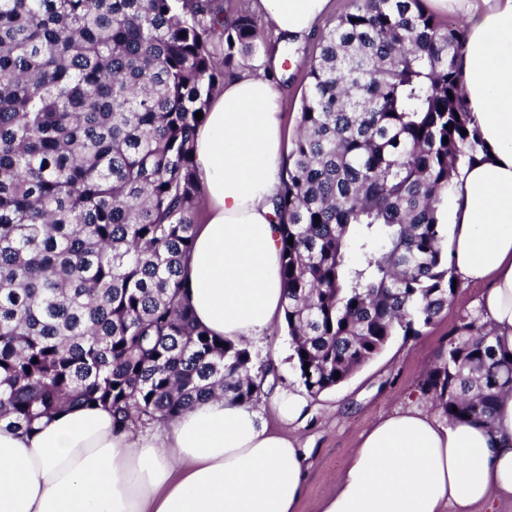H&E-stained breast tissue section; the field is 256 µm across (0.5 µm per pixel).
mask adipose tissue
<instances>
[{"label": "adipose tissue", "mask_w": 512, "mask_h": 512, "mask_svg": "<svg viewBox=\"0 0 512 512\" xmlns=\"http://www.w3.org/2000/svg\"><path fill=\"white\" fill-rule=\"evenodd\" d=\"M463 22L459 83L487 150L449 201L457 274L483 284L479 315L512 351V0H429ZM331 0H253L279 42H301ZM281 93L264 72L227 79L195 133L204 193L185 266L187 297L213 335L239 343L281 318L284 176ZM281 391L270 412L210 399L130 441L104 407L74 408L33 431L0 429V512H297L306 453L270 415L305 417ZM512 503V391L489 423L449 422L416 405L360 436L319 512H498Z\"/></svg>", "instance_id": "ef3b65f1"}]
</instances>
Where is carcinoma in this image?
<instances>
[{
    "label": "carcinoma",
    "mask_w": 512,
    "mask_h": 512,
    "mask_svg": "<svg viewBox=\"0 0 512 512\" xmlns=\"http://www.w3.org/2000/svg\"><path fill=\"white\" fill-rule=\"evenodd\" d=\"M465 38L420 0H352L310 66L274 204L288 360L312 396L456 295L443 203L486 152ZM259 46L219 0H0L1 428L96 404L129 430L258 398L269 368L195 320L183 270L195 113ZM419 387L448 421L487 423L512 351L466 316Z\"/></svg>",
    "instance_id": "carcinoma-1"
}]
</instances>
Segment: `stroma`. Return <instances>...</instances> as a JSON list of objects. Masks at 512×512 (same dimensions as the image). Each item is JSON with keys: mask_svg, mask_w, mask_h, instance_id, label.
<instances>
[{"mask_svg": "<svg viewBox=\"0 0 512 512\" xmlns=\"http://www.w3.org/2000/svg\"><path fill=\"white\" fill-rule=\"evenodd\" d=\"M350 5V0H332L330 14L319 29V38L300 47L281 74L285 141H292L296 133L307 72L319 54L320 37L327 34ZM480 292L479 285L459 283L453 302L422 336L407 341L395 338L380 356L347 382L309 397L308 414L302 420H274V427L296 436L309 455L305 492L298 512H319L322 500L334 489V477L346 468L361 433L371 422L411 402L433 409V402L422 394L418 383L446 343L449 332L464 316L474 312ZM246 346L259 360L278 357L279 366L269 376L268 385L277 390H301L299 377L288 361L289 336L283 324H276L270 333L248 340Z\"/></svg>", "mask_w": 512, "mask_h": 512, "instance_id": "stroma-1", "label": "stroma"}]
</instances>
